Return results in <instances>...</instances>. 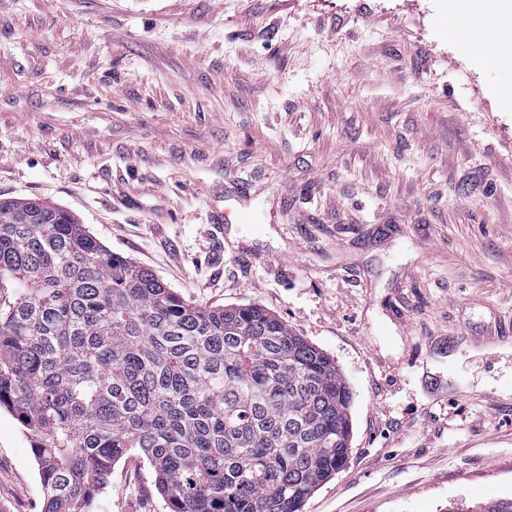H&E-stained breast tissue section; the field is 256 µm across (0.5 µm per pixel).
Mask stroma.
<instances>
[{
  "label": "stroma",
  "mask_w": 512,
  "mask_h": 512,
  "mask_svg": "<svg viewBox=\"0 0 512 512\" xmlns=\"http://www.w3.org/2000/svg\"><path fill=\"white\" fill-rule=\"evenodd\" d=\"M448 0H0V200L333 357L346 465L303 512L512 498V54ZM0 410V512H41ZM98 512H170L116 463Z\"/></svg>",
  "instance_id": "obj_1"
}]
</instances>
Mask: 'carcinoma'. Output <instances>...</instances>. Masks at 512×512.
<instances>
[{"mask_svg": "<svg viewBox=\"0 0 512 512\" xmlns=\"http://www.w3.org/2000/svg\"><path fill=\"white\" fill-rule=\"evenodd\" d=\"M351 403L336 361L266 309L190 303L68 210L0 201V408L41 512H93L132 451L171 512H303L348 459Z\"/></svg>", "mask_w": 512, "mask_h": 512, "instance_id": "obj_1", "label": "carcinoma"}]
</instances>
